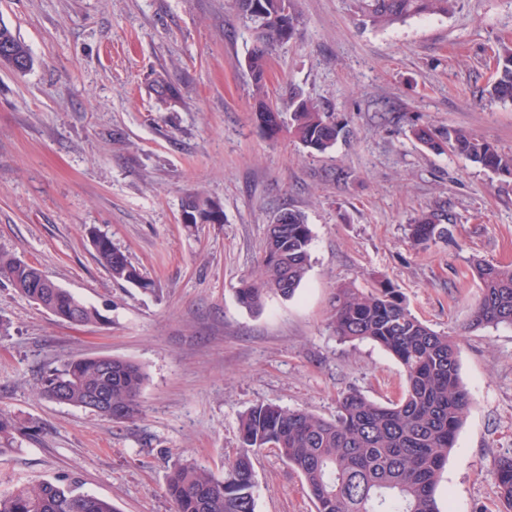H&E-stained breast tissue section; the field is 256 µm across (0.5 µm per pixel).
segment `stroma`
Segmentation results:
<instances>
[{"instance_id":"1","label":"stroma","mask_w":512,"mask_h":512,"mask_svg":"<svg viewBox=\"0 0 512 512\" xmlns=\"http://www.w3.org/2000/svg\"><path fill=\"white\" fill-rule=\"evenodd\" d=\"M294 3L301 35L271 56L266 100L329 107L345 134L323 154L259 128L251 33L233 0H0L34 59L22 74L0 68V253L102 315L69 323L0 281V413L16 427L0 492L76 478L117 512H174L173 464L222 476L254 405L330 419L351 389L398 399L400 363L329 326L338 287L387 279L460 343L472 402L441 473L442 512H504L491 468L512 453V327L468 323L472 260L512 264V178L430 152L412 130L464 126L512 151V104L485 92L497 42L512 41V0H458L452 15L386 29L359 25L346 0ZM160 73L178 89L168 109L151 89ZM194 191L219 203L223 223L181 224ZM286 207L307 218L311 266L292 298L248 310L235 290L259 275L266 227ZM421 210L448 215V236L415 248L408 222ZM94 232L151 288L114 282ZM87 356L144 369L136 420L41 396L51 370ZM254 467L256 512H316L276 449Z\"/></svg>"}]
</instances>
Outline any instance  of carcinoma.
Listing matches in <instances>:
<instances>
[{
    "mask_svg": "<svg viewBox=\"0 0 512 512\" xmlns=\"http://www.w3.org/2000/svg\"><path fill=\"white\" fill-rule=\"evenodd\" d=\"M457 0H350L352 14L363 26L386 28L421 16H447ZM253 35L246 62L251 74L260 128L270 137L286 133L311 152L332 148L343 127L317 100L289 97L288 122L282 110L265 101L266 66L272 54L295 40L301 19L294 3L285 0H235ZM33 64L29 47L0 20V67ZM495 76L488 90L491 99L512 102V42L495 51ZM160 105L178 94L166 74L153 81ZM426 148L446 149L499 176H512V153L468 128L413 129ZM182 211L194 224H220L224 211L210 198L188 193ZM412 245L424 247L448 234L442 215L415 213L408 224ZM312 234L305 215L280 210L267 226L262 276L245 280L237 290L238 302L249 309L263 305L273 293L292 297L310 266ZM98 262L117 282L149 288L128 257L103 236H92ZM480 297L468 328L512 326V266L484 260L471 264ZM0 277L26 298L46 293L43 305L60 318L75 323L98 320L97 310L62 288L36 289L35 269L15 257L0 254ZM330 325L344 341L370 340L391 353L406 375V389L397 401L386 404L350 390L336 403V416L327 419L303 409L260 403L239 420L240 452L224 464V477L214 476L195 462L174 465L167 478V493L175 512H256L255 451L270 443L303 478L317 512H441L436 498L440 475L454 447L457 432L470 404V394L459 377V342L418 320L400 292L386 279L364 293L354 287L336 290ZM146 373L128 360L109 356L65 362L43 381L42 394L51 401L84 408L96 414L99 396L119 412L115 422L140 413V394ZM492 474L500 498L512 509V455L497 457ZM0 512H116L112 503L81 489L79 482L45 481L35 488L20 486L0 494Z\"/></svg>",
    "mask_w": 512,
    "mask_h": 512,
    "instance_id": "carcinoma-1",
    "label": "carcinoma"
}]
</instances>
